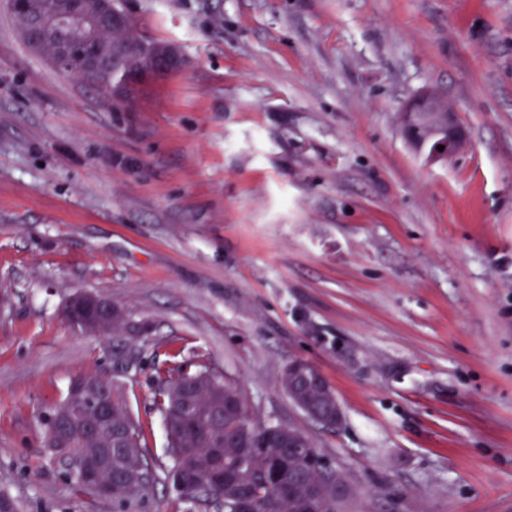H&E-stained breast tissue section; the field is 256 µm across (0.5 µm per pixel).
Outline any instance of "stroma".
<instances>
[{
	"label": "stroma",
	"mask_w": 512,
	"mask_h": 512,
	"mask_svg": "<svg viewBox=\"0 0 512 512\" xmlns=\"http://www.w3.org/2000/svg\"><path fill=\"white\" fill-rule=\"evenodd\" d=\"M186 64L108 99L29 49L0 0V492L20 512H197L153 406L171 361L220 369L305 433L339 512H512V0H126ZM466 146L428 163L404 105ZM106 297L138 337L84 335ZM305 359L332 428L282 388ZM112 380L159 463L127 508L44 442L70 381ZM425 119L427 132L421 134L418 120ZM401 125L410 140L423 139L428 157L432 160L448 158V148L455 145V152L464 145L466 136L458 124L455 112L449 107L443 96L437 93H424L414 97L401 113ZM438 145H444V150H437ZM82 310H93L100 314L106 321L112 323H98V319L95 316H91L88 319V322L92 324L89 329L91 333L109 334L110 332H117L122 325L118 319H115L113 317H116L118 315H123L125 321L124 330L128 334L133 335V333H137L140 330V327L130 322L127 316H125L119 308L112 305V303L109 300L103 297L93 294H76L70 299V301L66 305L64 314L73 316L76 312ZM296 360H293L291 362H294ZM291 362L288 364L285 370H288V375H284L283 384L285 385V383L288 382V385L286 387L284 386V390L288 394V397L291 399L295 407L299 409L307 418L315 422L324 425H330L335 421L337 423L342 417V410L338 400L333 395H331L334 407H330L329 409L326 410L317 409L313 405L305 401L297 391L295 379L297 375L300 374L301 372L308 371L310 369V365L302 359H299L294 363ZM319 472L325 477L323 481L326 482V484L317 485L316 491L318 494L324 497L327 492H332L336 497L343 495L345 486L342 479L335 468L327 463L323 456L319 460Z\"/></svg>",
	"instance_id": "stroma-1"
}]
</instances>
